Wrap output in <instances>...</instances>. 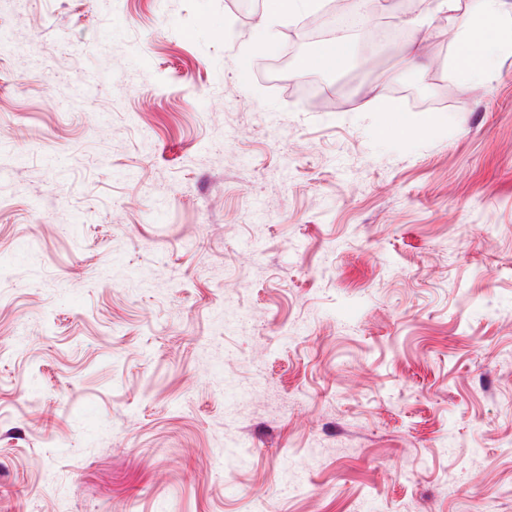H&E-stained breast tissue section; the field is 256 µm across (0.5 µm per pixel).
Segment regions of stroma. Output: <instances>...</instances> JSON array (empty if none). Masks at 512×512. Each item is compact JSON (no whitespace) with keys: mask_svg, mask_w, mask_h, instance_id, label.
Instances as JSON below:
<instances>
[{"mask_svg":"<svg viewBox=\"0 0 512 512\" xmlns=\"http://www.w3.org/2000/svg\"><path fill=\"white\" fill-rule=\"evenodd\" d=\"M336 2L0 0V512H512V54ZM463 66L461 70L469 78L485 76L490 67V58L482 55H477L467 48L462 56Z\"/></svg>","mask_w":512,"mask_h":512,"instance_id":"obj_1","label":"stroma"}]
</instances>
